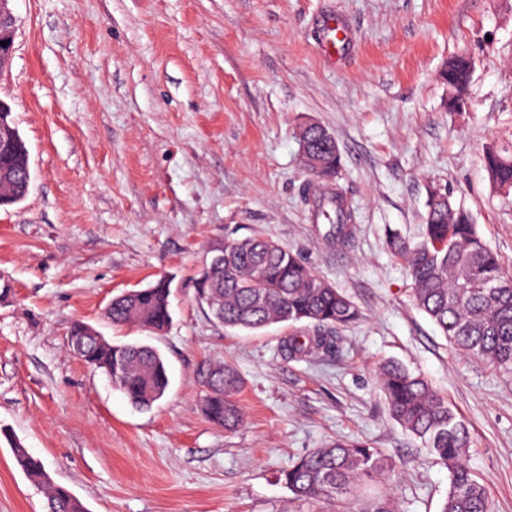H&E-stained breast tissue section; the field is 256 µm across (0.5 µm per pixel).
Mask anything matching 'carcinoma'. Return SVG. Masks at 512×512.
I'll return each instance as SVG.
<instances>
[{"mask_svg":"<svg viewBox=\"0 0 512 512\" xmlns=\"http://www.w3.org/2000/svg\"><path fill=\"white\" fill-rule=\"evenodd\" d=\"M472 73L467 54L448 60L444 79L449 108L466 109ZM298 136L310 145L311 160L304 162L309 173L321 182L337 178L341 154L326 147L324 131L305 124ZM9 138L14 144L11 162L6 165L0 157V206L15 204L27 195L16 174L29 162L11 113L0 112V140ZM483 159L490 187L512 194V149L491 143ZM334 210L329 236L344 244L349 239V214L339 193ZM387 245L409 269L415 305L450 345L504 374L512 373V274L478 233L470 212L448 193L432 188L421 239L412 241L391 230ZM210 252L207 270L194 278L195 299L226 327L258 330L272 323L301 321L318 327L347 326L359 318V310L343 292L285 245L252 237L217 243ZM171 288L172 280L161 277L145 288L113 297L112 324H137L154 334L163 333L172 321ZM69 339L85 340L86 348L78 357L111 378L133 406L149 409L164 397L169 371L155 347L91 339L83 321L71 325ZM331 344L327 336H291L285 351L290 357H306ZM200 376L208 419L226 430L239 427L243 414L235 396L242 381L235 368L211 362ZM378 378L392 417L448 469V496L441 512H492L484 485L464 463L470 436L448 399L424 376L398 363L383 365ZM3 438L24 475L45 488L47 512H87L68 488L50 481L42 462L20 441L6 434ZM391 471V459L377 449L336 441L300 458L285 472L284 480L305 512H316L321 503L352 512L349 501L362 490L378 486ZM358 512H397V506L391 495L375 491Z\"/></svg>","mask_w":512,"mask_h":512,"instance_id":"obj_1","label":"carcinoma"}]
</instances>
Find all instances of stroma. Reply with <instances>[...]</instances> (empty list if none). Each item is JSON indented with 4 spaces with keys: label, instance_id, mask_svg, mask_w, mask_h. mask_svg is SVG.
Instances as JSON below:
<instances>
[{
    "label": "stroma",
    "instance_id": "obj_1",
    "mask_svg": "<svg viewBox=\"0 0 512 512\" xmlns=\"http://www.w3.org/2000/svg\"><path fill=\"white\" fill-rule=\"evenodd\" d=\"M15 54L0 100L29 151L32 183L0 207V429L88 512H296L283 473L337 441L389 455L398 512H441L448 471L391 416L377 371L422 373L468 428L466 464L495 512H512V378L454 350L413 300L389 230L419 239L431 187L468 209L512 273V200L484 146L512 142V0H13ZM348 30L321 48L323 19ZM467 51L469 102L450 111L441 72ZM319 122L350 213L333 243L305 191L297 137ZM286 245L359 308L334 349L291 358L307 323L258 331L210 320L193 277L216 241ZM173 281L160 336L103 312ZM155 346L170 385L139 410L68 346L74 321ZM238 371L244 422L204 415L197 373ZM0 444V512H46Z\"/></svg>",
    "mask_w": 512,
    "mask_h": 512
}]
</instances>
